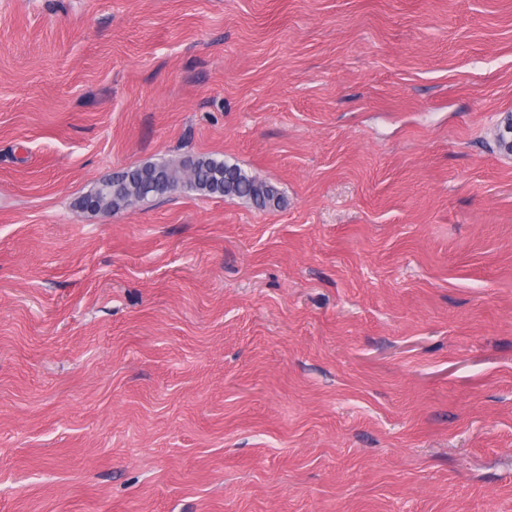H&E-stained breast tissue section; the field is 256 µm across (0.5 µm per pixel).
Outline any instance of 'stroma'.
I'll return each mask as SVG.
<instances>
[{
    "label": "stroma",
    "instance_id": "stroma-1",
    "mask_svg": "<svg viewBox=\"0 0 512 512\" xmlns=\"http://www.w3.org/2000/svg\"><path fill=\"white\" fill-rule=\"evenodd\" d=\"M511 116L512 0H0V512H512ZM190 162L194 164L192 168L187 167L186 161L178 165L143 164L127 168L124 173L130 176L131 180L125 181L122 191L115 197L112 195V201L103 199V206L112 205V208L125 209L129 202H140L150 196L162 195L163 193L153 190L155 185L151 182L157 172L163 173L175 186L189 183L205 195L245 199L264 209L278 207L280 204V193L274 185L256 175L248 174L237 164L206 155ZM229 169L234 174L230 182L224 180V172ZM216 173L221 175L220 179H217ZM214 179L218 182L212 184L211 181Z\"/></svg>",
    "mask_w": 512,
    "mask_h": 512
}]
</instances>
